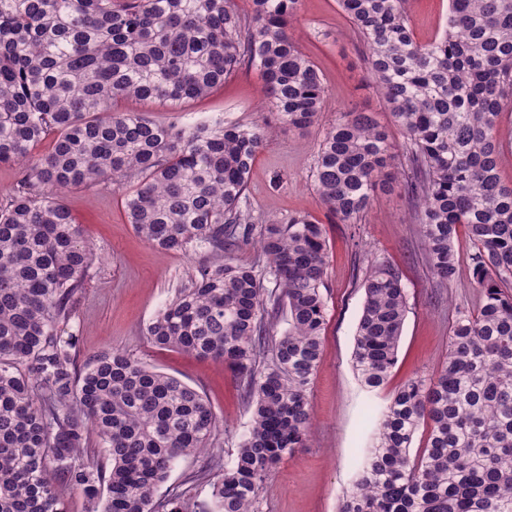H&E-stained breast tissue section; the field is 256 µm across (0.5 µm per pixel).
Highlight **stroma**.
<instances>
[{"mask_svg": "<svg viewBox=\"0 0 512 512\" xmlns=\"http://www.w3.org/2000/svg\"><path fill=\"white\" fill-rule=\"evenodd\" d=\"M448 6V0H409L417 41L428 43L441 35ZM293 31L300 51L321 73L323 109L318 123L302 131L270 121L252 167L248 196L255 224L281 223L305 213L324 225L329 247L323 288L327 317L321 363L309 386L314 435L307 447L278 466L256 507L258 512H337L381 410L407 379L429 378L440 371L456 309L474 308L479 295L465 274L451 286L437 287L401 191L375 196L354 224L340 222L319 201L313 181L317 151L324 129L339 112L362 109L388 128L393 119L366 69V46L338 0H302ZM117 108L144 112L163 123L208 119L246 125L257 112L271 111L272 105L261 96L258 71L249 68L205 97L178 104L125 99ZM62 200L99 257L69 323L80 338L77 364L103 351L127 352L196 388L220 423L212 453L231 463L251 417L237 381L223 362L156 348L145 334L175 288L193 269L210 262L211 253L149 246L128 224L121 193L113 185L74 187ZM377 258L399 270L408 312L397 363L384 388L371 392L353 368V349L364 301L362 280Z\"/></svg>", "mask_w": 512, "mask_h": 512, "instance_id": "1", "label": "stroma"}]
</instances>
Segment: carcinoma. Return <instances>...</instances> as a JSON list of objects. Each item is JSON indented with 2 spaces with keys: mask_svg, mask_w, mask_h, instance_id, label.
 Instances as JSON below:
<instances>
[{
  "mask_svg": "<svg viewBox=\"0 0 512 512\" xmlns=\"http://www.w3.org/2000/svg\"><path fill=\"white\" fill-rule=\"evenodd\" d=\"M252 4L246 17L234 0H0V164L22 173L0 201V512H67V487L82 491L85 512H253L279 462L306 447L326 325L323 225L305 214L251 222L264 123L163 124L114 110L125 98L206 96L254 67L280 123L314 125L322 78L289 34L301 0ZM339 4L367 46L403 163L390 172L395 144L372 113L346 110L320 141L317 194L354 224L376 191L399 184L437 286L455 283L465 260L480 300L457 309L438 375L392 396L338 512H512V185L499 171L512 0H449L443 34L426 45L408 0ZM107 183L129 186L127 221L148 244L215 256L145 328L157 348L224 361L252 410L232 463L210 458L195 476L216 473L210 508L177 490L158 496L179 459L210 450L209 402L126 352L74 365L69 321L97 256L61 196ZM247 244L256 260L234 262L232 248ZM362 287L353 365L375 390L397 361L407 290L384 261ZM92 436L97 461L84 455Z\"/></svg>",
  "mask_w": 512,
  "mask_h": 512,
  "instance_id": "obj_1",
  "label": "carcinoma"
}]
</instances>
